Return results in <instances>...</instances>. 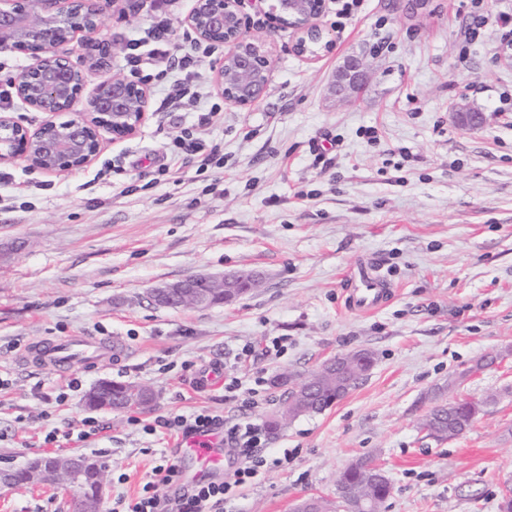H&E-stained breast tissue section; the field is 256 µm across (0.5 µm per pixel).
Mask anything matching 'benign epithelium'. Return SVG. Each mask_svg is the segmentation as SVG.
I'll list each match as a JSON object with an SVG mask.
<instances>
[{
  "mask_svg": "<svg viewBox=\"0 0 512 512\" xmlns=\"http://www.w3.org/2000/svg\"><path fill=\"white\" fill-rule=\"evenodd\" d=\"M111 0H0V50L26 49L40 56L39 63L26 69L16 83L17 96L29 106L48 115L36 131L0 113V160L21 156L34 169L62 172L82 169L100 152V131H112L119 137L138 133L146 118L148 95L141 87L114 75L101 82L77 109L83 90V74L69 57L60 52V44L70 42L78 33L86 36L85 58L91 67H99L111 51L109 43L95 37L103 11ZM245 0H195L185 23L204 42L229 46L216 71V84L224 97L247 106L260 100L270 84V54L264 46L245 35ZM326 0H273V19L297 33L295 50L300 55L316 56L307 43L309 32L316 31L321 49L329 52L334 42L318 23ZM367 64L358 57L343 60L338 70L345 80L336 84V94L347 98L362 81ZM64 112L68 120L57 122ZM200 276L158 286L152 300L162 306H180L190 299L205 307L208 299L194 292ZM224 286L256 282V276L244 270L224 274ZM88 462L82 457L61 460L49 457L31 469L30 481L51 473H65L71 480L82 475Z\"/></svg>",
  "mask_w": 512,
  "mask_h": 512,
  "instance_id": "benign-epithelium-1",
  "label": "benign epithelium"
}]
</instances>
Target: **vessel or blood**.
<instances>
[{
	"label": "vessel or blood",
	"instance_id": "1",
	"mask_svg": "<svg viewBox=\"0 0 512 512\" xmlns=\"http://www.w3.org/2000/svg\"><path fill=\"white\" fill-rule=\"evenodd\" d=\"M345 304L351 311H376L392 300L395 291L378 270L363 266L350 276L346 285ZM122 344H110L106 339L91 334H76L63 338H48L27 347L24 358L33 359L44 367L64 372L77 367L95 369L111 356L121 355ZM184 454L194 464L185 482L211 481L224 474V445L216 435L188 439Z\"/></svg>",
	"mask_w": 512,
	"mask_h": 512
}]
</instances>
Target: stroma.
<instances>
[{
    "instance_id": "1",
    "label": "stroma",
    "mask_w": 512,
    "mask_h": 512,
    "mask_svg": "<svg viewBox=\"0 0 512 512\" xmlns=\"http://www.w3.org/2000/svg\"><path fill=\"white\" fill-rule=\"evenodd\" d=\"M340 2L328 0L319 19L334 47L313 60L295 53L293 29L246 5V36L272 51L267 94L247 107L226 100L215 83L226 48L197 40L189 88L198 108L162 118L160 103L178 92L173 73L128 62L131 40L155 21L151 0L106 9L98 35L113 47L110 70L149 96L139 132H102L100 153L79 170L0 162L11 180L0 204V469L45 454L97 459L109 467L99 512H112L156 466L192 469L158 420L203 412L264 424L280 405L274 376L366 348L367 378L268 436L270 466L223 512L334 499L338 473L358 458L391 480L384 512H498L512 491V358L467 371L512 348V44L492 30L463 42L470 0H363L344 18ZM352 55L369 73L347 102L334 80ZM461 103L484 113L482 128L455 121ZM206 112V144L222 164L201 171L169 144ZM362 264L396 290L367 315L345 307V276ZM237 270L263 284L230 305L149 299L162 283ZM81 331L120 341L124 355L68 378L20 359L31 342ZM276 337L283 351L264 353ZM247 344L260 350L248 377L266 380L256 405L197 390L182 368L227 363ZM103 380L145 383L157 398L131 413L89 407ZM489 394L495 403L461 436L422 430L433 406ZM88 417L99 431L83 442ZM74 496L0 488V512H71Z\"/></svg>"
}]
</instances>
